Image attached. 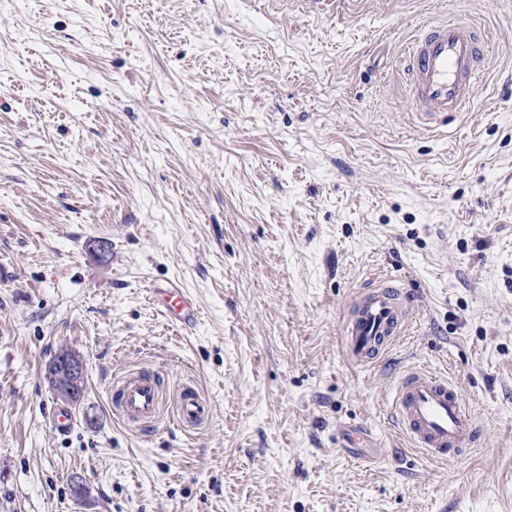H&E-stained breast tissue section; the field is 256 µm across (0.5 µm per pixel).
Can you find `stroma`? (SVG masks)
Returning a JSON list of instances; mask_svg holds the SVG:
<instances>
[{"label":"stroma","mask_w":512,"mask_h":512,"mask_svg":"<svg viewBox=\"0 0 512 512\" xmlns=\"http://www.w3.org/2000/svg\"><path fill=\"white\" fill-rule=\"evenodd\" d=\"M452 20L484 54L429 131L405 60ZM388 276L413 317L355 365ZM169 280L194 327L154 305ZM63 347L76 407L44 377ZM419 365L485 430L453 462L393 419ZM134 371L160 419L113 413ZM0 512H512V0H0ZM401 288L385 279L355 303L344 329V349L354 364L372 362L401 334L413 312L411 300ZM69 373L74 375L77 379H80L85 375V364L80 358H65V357H53V359L49 362L46 368V378L49 380L48 384H50L51 388L54 386V382L51 381L55 378H58L61 375ZM77 379H73L77 381ZM51 381V382H50ZM78 382V381H77ZM67 384L70 385L74 389V393L72 394L71 389H58V395L63 398L65 401H71L69 398V394H72L74 398L75 406L79 405L81 392L85 391L87 383L85 381L78 382L77 384H72L70 381H67ZM209 402L196 389L186 386L180 393L178 417L184 425H199L210 418Z\"/></svg>","instance_id":"stroma-1"}]
</instances>
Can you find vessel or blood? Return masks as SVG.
Masks as SVG:
<instances>
[{
	"label": "vessel or blood",
	"instance_id": "obj_1",
	"mask_svg": "<svg viewBox=\"0 0 512 512\" xmlns=\"http://www.w3.org/2000/svg\"><path fill=\"white\" fill-rule=\"evenodd\" d=\"M483 38L465 25L443 22L429 28L408 54L416 96L424 119L463 111L465 87L477 68ZM155 295L164 315L182 326L196 320V306L179 288H159ZM413 312L409 297L397 282L385 280L367 289L345 324L344 349L357 365L372 362L399 336ZM121 397L114 409L121 418L148 422L159 417L162 392L154 376L138 372L119 382ZM397 423L413 446L440 462L453 459L458 449L472 447L480 428L465 410L457 389L447 377L424 368L407 370L396 390ZM211 414L208 401L187 386L180 393L178 417L199 425Z\"/></svg>",
	"mask_w": 512,
	"mask_h": 512
}]
</instances>
